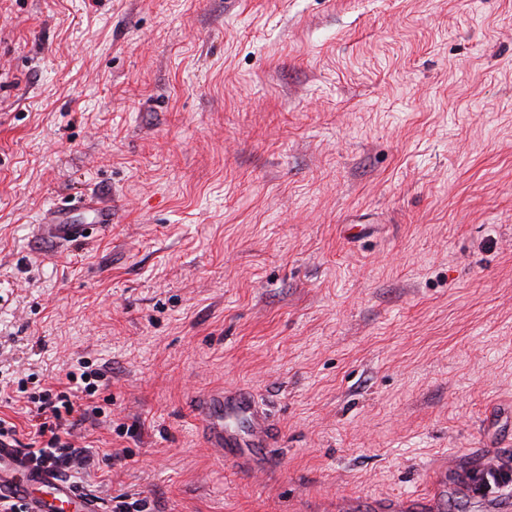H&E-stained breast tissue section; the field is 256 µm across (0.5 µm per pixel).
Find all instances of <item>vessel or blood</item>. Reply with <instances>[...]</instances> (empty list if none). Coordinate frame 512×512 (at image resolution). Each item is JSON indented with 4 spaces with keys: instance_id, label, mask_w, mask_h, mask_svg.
<instances>
[{
    "instance_id": "1",
    "label": "vessel or blood",
    "mask_w": 512,
    "mask_h": 512,
    "mask_svg": "<svg viewBox=\"0 0 512 512\" xmlns=\"http://www.w3.org/2000/svg\"><path fill=\"white\" fill-rule=\"evenodd\" d=\"M87 212L91 225L75 223L74 211ZM112 222L111 202L88 195L76 202L53 204L43 218V228L56 241L86 239L87 229H107ZM208 444L236 469L258 473L269 466L267 450L272 428L253 392L246 387L224 389L204 396L200 402ZM19 499L27 512H99L97 499L83 493L69 478L33 466L10 442L0 443V500ZM439 500L405 499L385 503V512H443Z\"/></svg>"
}]
</instances>
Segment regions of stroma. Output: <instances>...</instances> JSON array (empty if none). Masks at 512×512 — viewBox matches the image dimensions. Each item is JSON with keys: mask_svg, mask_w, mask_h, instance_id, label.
I'll list each match as a JSON object with an SVG mask.
<instances>
[{"mask_svg": "<svg viewBox=\"0 0 512 512\" xmlns=\"http://www.w3.org/2000/svg\"><path fill=\"white\" fill-rule=\"evenodd\" d=\"M80 358L104 512L512 504V0H0V380ZM234 385L260 477L197 419ZM76 210L87 212L93 224H76L73 220ZM41 224H44L47 238L66 242L88 240L94 230H105L112 224V202L91 194L76 202L54 203L46 211ZM207 441L224 458V463L248 473L264 472L269 465L267 448L272 428L253 392L237 387L211 392L200 401ZM245 428H239L240 422ZM434 497L430 500L405 499L398 502H388L382 504L381 510L388 512H412V511H442L445 510V504L439 498ZM422 505V506H420Z\"/></svg>", "mask_w": 512, "mask_h": 512, "instance_id": "1", "label": "stroma"}]
</instances>
